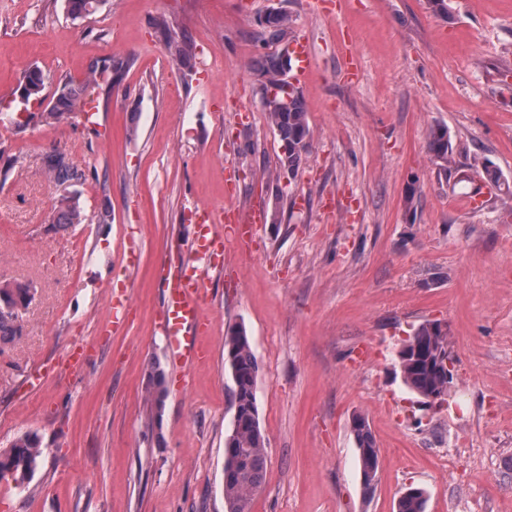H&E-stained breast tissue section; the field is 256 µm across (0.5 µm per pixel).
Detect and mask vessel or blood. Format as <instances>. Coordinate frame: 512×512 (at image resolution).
Listing matches in <instances>:
<instances>
[{"mask_svg": "<svg viewBox=\"0 0 512 512\" xmlns=\"http://www.w3.org/2000/svg\"><path fill=\"white\" fill-rule=\"evenodd\" d=\"M215 222L211 209L196 208V231L186 245L188 260L167 283L159 315L169 356L183 368L206 359L196 342L202 328L200 307L205 299L204 283L210 271L224 266V236L216 231Z\"/></svg>", "mask_w": 512, "mask_h": 512, "instance_id": "b4317fda", "label": "vessel or blood"}]
</instances>
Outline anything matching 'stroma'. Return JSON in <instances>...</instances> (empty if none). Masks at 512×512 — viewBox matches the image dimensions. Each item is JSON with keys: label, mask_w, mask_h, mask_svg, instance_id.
Here are the masks:
<instances>
[{"label": "stroma", "mask_w": 512, "mask_h": 512, "mask_svg": "<svg viewBox=\"0 0 512 512\" xmlns=\"http://www.w3.org/2000/svg\"><path fill=\"white\" fill-rule=\"evenodd\" d=\"M104 0L72 18L66 0H0V103L26 68L82 81L92 62L133 58L91 119L41 121L39 104L0 123V282L32 299L0 342V448L37 436L31 480H0V512H224L233 423L224 337L241 325L258 360L266 439L251 512H396L407 488L426 512H512V0ZM281 10L307 41L301 85L311 130L291 182L269 179L280 142L257 94L274 52L259 20ZM166 19L196 56L170 63ZM448 129L454 165L427 149ZM255 150L241 153L244 142ZM50 151L86 173L85 220L54 223L63 189ZM505 184L485 185L474 159ZM264 201L250 252L227 240L205 281L209 359L178 373L157 321L167 270L181 265L194 208ZM110 207L112 220L98 212ZM125 294L112 329L108 293ZM448 326L446 405L421 407L397 352L420 324ZM76 347L80 372L63 367ZM166 398L152 426L150 370ZM379 450L366 493L351 432Z\"/></svg>", "instance_id": "1"}]
</instances>
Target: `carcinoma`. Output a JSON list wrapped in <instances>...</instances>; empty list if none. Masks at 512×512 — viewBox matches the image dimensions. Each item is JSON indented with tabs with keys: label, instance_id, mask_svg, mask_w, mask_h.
<instances>
[{
	"label": "carcinoma",
	"instance_id": "obj_1",
	"mask_svg": "<svg viewBox=\"0 0 512 512\" xmlns=\"http://www.w3.org/2000/svg\"><path fill=\"white\" fill-rule=\"evenodd\" d=\"M68 12L74 19L94 14L101 0H67ZM291 19L287 13L279 11L277 17L263 24L264 34L269 41L279 43L285 40L290 29ZM155 28L161 34L169 51L170 61L177 67L187 65L194 55V43L184 35L174 32L165 20L155 21ZM132 65L129 59L112 60V63L94 64L90 75L83 84L74 86L69 82L60 84L55 97L44 109L45 123L53 125L69 120L84 112L88 99H98L101 76L110 71L118 76ZM283 61L279 54L263 55L257 61L259 76L268 84L260 91L273 130L285 146V152L278 155L275 172L286 169L298 172L309 149L299 146L301 140L311 137L305 102L298 88L288 85L283 89L279 76ZM20 97L13 111H27L30 101H44L42 92L45 76L37 68L24 71L20 81ZM429 153L448 169L452 162V150L448 129L436 126L430 129L427 139ZM42 170L58 185L85 177L57 152L46 154L41 162ZM84 220L79 198H61L55 223L80 224ZM31 291L21 282L0 283V339L20 335L16 314L4 307L9 301L13 304L28 302ZM225 358L229 363L233 387L230 389L231 406L234 408V424L224 440V509L225 512H250L251 501L262 488L266 475V441L259 424L256 378L259 370L257 358L252 350L246 331L241 326L228 330L224 341ZM450 356L448 327L438 321H426L414 329L403 341L398 351V366L403 384L420 399L424 406L432 400L445 402L448 396V373L436 367V355ZM152 380L151 398L154 406L152 420L160 421L165 400L163 379L157 371L150 373ZM352 432L359 450L361 474L366 490L373 489L378 470L379 454L373 434L362 416L352 419ZM42 455L40 441L33 435L17 438L9 448L0 450V478L11 476L16 484L22 485L36 470ZM426 491L420 487H410L399 497L396 512H425Z\"/></svg>",
	"mask_w": 512,
	"mask_h": 512
}]
</instances>
